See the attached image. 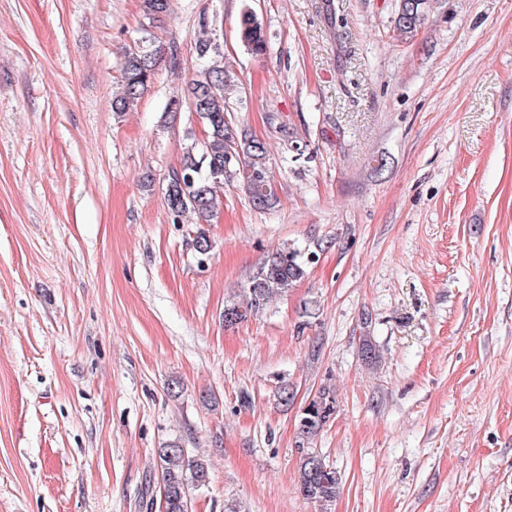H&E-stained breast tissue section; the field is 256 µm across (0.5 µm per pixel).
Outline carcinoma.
<instances>
[{
  "instance_id": "obj_1",
  "label": "carcinoma",
  "mask_w": 512,
  "mask_h": 512,
  "mask_svg": "<svg viewBox=\"0 0 512 512\" xmlns=\"http://www.w3.org/2000/svg\"><path fill=\"white\" fill-rule=\"evenodd\" d=\"M394 29L404 39H412L426 24L431 0H398ZM144 15L152 20L171 11V0H141ZM238 39L255 56L268 47L264 26L256 13L241 11ZM197 56L205 64L188 85L184 98L172 103L176 113L183 105L194 112L207 129L202 151L191 144L183 151L179 169L168 174L164 201L174 222L190 214L196 223L209 224L217 215L218 192L224 184L242 181L253 206L265 209L276 201L265 143L238 127L230 116L227 90L234 86L231 74L220 65L224 53L210 36L207 23L200 24L196 37ZM161 48L138 45L125 50L120 62V91L112 99V111L129 112L138 105L151 84ZM304 250L290 244L266 255L250 276L239 299L224 306V325L232 326L258 311L271 298L300 282L307 274ZM336 413V394L322 387L310 403L300 410L297 424L298 449L301 450L299 491L302 496L327 512L340 489L336 470L312 449L305 447ZM161 486L166 491V512H187L191 490L208 483L207 464L190 459L183 448L170 443L158 450Z\"/></svg>"
}]
</instances>
